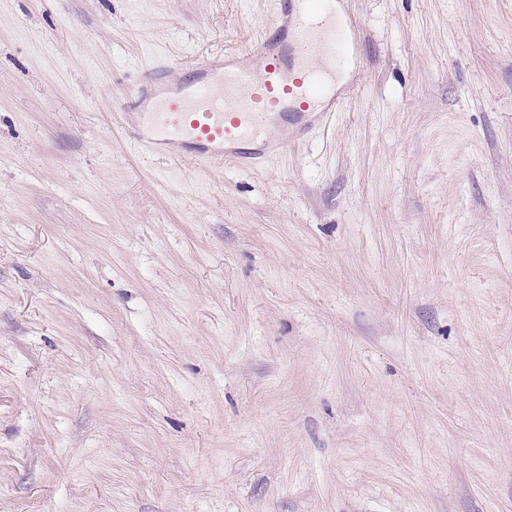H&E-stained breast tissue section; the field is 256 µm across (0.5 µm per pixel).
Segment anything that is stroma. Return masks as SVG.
I'll return each mask as SVG.
<instances>
[{
    "label": "stroma",
    "instance_id": "obj_1",
    "mask_svg": "<svg viewBox=\"0 0 512 512\" xmlns=\"http://www.w3.org/2000/svg\"><path fill=\"white\" fill-rule=\"evenodd\" d=\"M273 2L0 0V512H512V0H342L325 125L136 152Z\"/></svg>",
    "mask_w": 512,
    "mask_h": 512
}]
</instances>
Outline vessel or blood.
<instances>
[{
	"mask_svg": "<svg viewBox=\"0 0 512 512\" xmlns=\"http://www.w3.org/2000/svg\"><path fill=\"white\" fill-rule=\"evenodd\" d=\"M350 40L351 25L337 20L334 0H276L270 31L253 41L252 61L211 53L176 80L166 62L143 69L133 145L205 168L255 167L278 154L287 125L338 107L326 70L357 69Z\"/></svg>",
	"mask_w": 512,
	"mask_h": 512,
	"instance_id": "b4317fda",
	"label": "vessel or blood"
}]
</instances>
